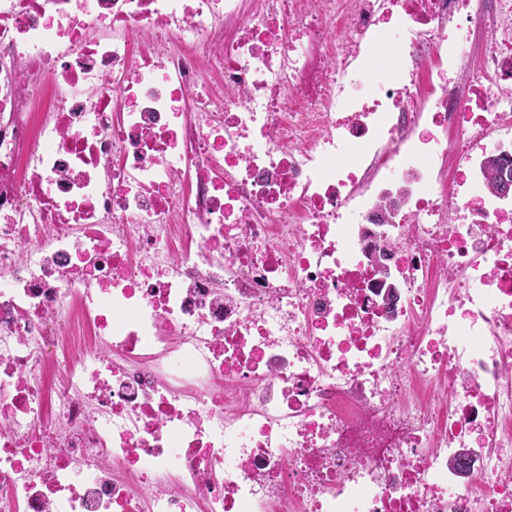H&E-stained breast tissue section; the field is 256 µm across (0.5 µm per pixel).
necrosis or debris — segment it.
<instances>
[{
  "mask_svg": "<svg viewBox=\"0 0 512 512\" xmlns=\"http://www.w3.org/2000/svg\"><path fill=\"white\" fill-rule=\"evenodd\" d=\"M507 141L512 0H0V512H512Z\"/></svg>",
  "mask_w": 512,
  "mask_h": 512,
  "instance_id": "obj_1",
  "label": "necrosis or debris"
}]
</instances>
